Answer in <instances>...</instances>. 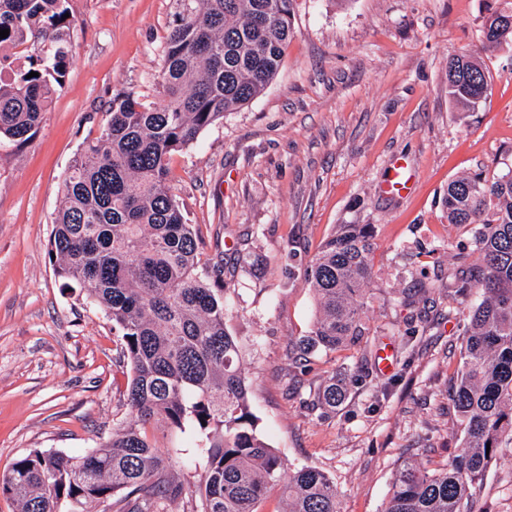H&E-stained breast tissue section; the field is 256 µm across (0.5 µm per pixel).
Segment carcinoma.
Returning <instances> with one entry per match:
<instances>
[{
	"instance_id": "1",
	"label": "carcinoma",
	"mask_w": 512,
	"mask_h": 512,
	"mask_svg": "<svg viewBox=\"0 0 512 512\" xmlns=\"http://www.w3.org/2000/svg\"><path fill=\"white\" fill-rule=\"evenodd\" d=\"M178 23L163 50L165 104L132 93L112 101L101 136L82 147L63 184L51 254L68 288H79L112 321L130 364L129 417L112 439L71 454L33 450L0 476L19 512H88L114 498L116 512H166L188 493L167 470L154 429L189 432L201 469L193 512H262L274 491L280 512H341L336 484L321 470L290 468L257 430L240 345L226 325L224 287L197 271V240L168 185L169 160L214 122L249 103L274 78L292 37L293 0H176ZM66 0H0V138L28 141L69 63ZM512 11L491 10L481 49L512 52ZM42 44L16 65L17 50ZM37 77H28L31 72ZM489 76L472 54L448 61V96L476 109ZM448 223L476 224L478 270L461 269L448 297L476 288L482 301L465 330L463 366L451 401L464 448L430 468L405 458L385 512H472V490L502 444H512V175L478 173L448 183ZM374 225L343 224L304 270L314 293L312 328L296 341L295 364L358 343L374 282ZM356 380L322 383L313 406L334 411Z\"/></svg>"
}]
</instances>
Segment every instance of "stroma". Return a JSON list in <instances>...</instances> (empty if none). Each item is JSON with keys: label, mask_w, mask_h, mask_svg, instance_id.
Masks as SVG:
<instances>
[{"label": "stroma", "mask_w": 512, "mask_h": 512, "mask_svg": "<svg viewBox=\"0 0 512 512\" xmlns=\"http://www.w3.org/2000/svg\"><path fill=\"white\" fill-rule=\"evenodd\" d=\"M67 73L34 135L0 140V474L34 450L70 453L111 438L127 414L130 366L111 321L65 287L50 254L62 187L112 101L162 105L163 47L173 0H67ZM512 0H293V35L265 91L172 155L169 185L218 269L227 328L259 430L290 466L325 472L342 512H385L406 454L439 465L464 446L450 391L479 290L442 296L461 265L478 266L474 227L452 224L451 180L512 170V55L480 49L488 8ZM477 55L489 74L475 112L448 96V61ZM411 193L382 191L394 164ZM342 224H371L376 279L360 344L292 365L315 299L304 268ZM418 289L415 303L402 301ZM393 351L382 372L376 353ZM362 375L336 412L311 390ZM473 512H512V447L473 491Z\"/></svg>", "instance_id": "1"}]
</instances>
